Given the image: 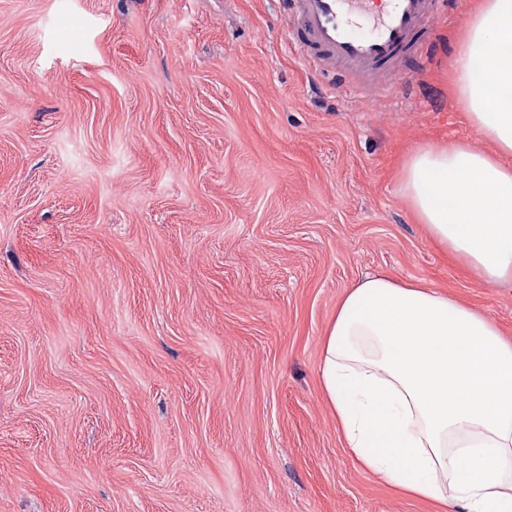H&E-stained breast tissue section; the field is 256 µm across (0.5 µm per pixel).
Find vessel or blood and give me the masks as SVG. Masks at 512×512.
I'll return each mask as SVG.
<instances>
[{"instance_id":"b4317fda","label":"vessel or blood","mask_w":512,"mask_h":512,"mask_svg":"<svg viewBox=\"0 0 512 512\" xmlns=\"http://www.w3.org/2000/svg\"><path fill=\"white\" fill-rule=\"evenodd\" d=\"M463 0H279L284 39L324 80L347 84L361 74L403 76V54L433 38L429 22L457 19Z\"/></svg>"}]
</instances>
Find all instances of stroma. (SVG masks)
<instances>
[{
  "label": "stroma",
  "instance_id": "35a3bbf8",
  "mask_svg": "<svg viewBox=\"0 0 512 512\" xmlns=\"http://www.w3.org/2000/svg\"><path fill=\"white\" fill-rule=\"evenodd\" d=\"M276 0H0V512H445L365 470L320 387L371 274L484 313L401 191L479 144L432 21L406 84L350 94Z\"/></svg>",
  "mask_w": 512,
  "mask_h": 512
}]
</instances>
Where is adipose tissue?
I'll return each instance as SVG.
<instances>
[{
  "label": "adipose tissue",
  "instance_id": "ef3b65f1",
  "mask_svg": "<svg viewBox=\"0 0 512 512\" xmlns=\"http://www.w3.org/2000/svg\"><path fill=\"white\" fill-rule=\"evenodd\" d=\"M467 142L413 152L402 191L431 236L489 284L512 281V0H484L454 52ZM320 382L367 470L455 512H512V341L418 282L370 276L344 295Z\"/></svg>",
  "mask_w": 512,
  "mask_h": 512
}]
</instances>
